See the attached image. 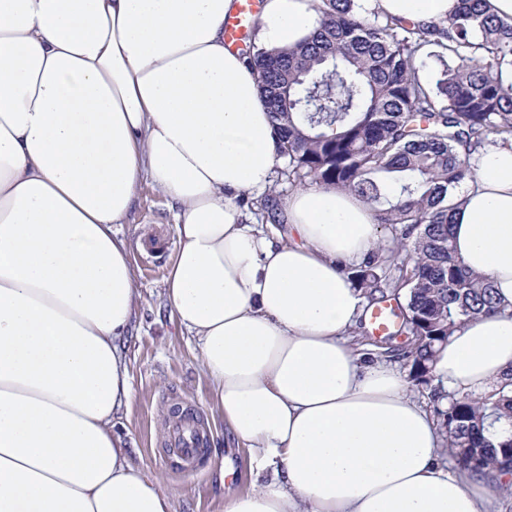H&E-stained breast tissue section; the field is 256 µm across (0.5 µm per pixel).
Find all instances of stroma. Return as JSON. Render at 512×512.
Returning <instances> with one entry per match:
<instances>
[{"label":"stroma","instance_id":"stroma-1","mask_svg":"<svg viewBox=\"0 0 512 512\" xmlns=\"http://www.w3.org/2000/svg\"><path fill=\"white\" fill-rule=\"evenodd\" d=\"M119 231L132 245L131 261L140 296L133 331L125 342L133 399L113 418L114 430L130 450L133 463L160 474L173 498L174 512H222V488L248 487L246 449L224 445V425L192 336L170 317L164 277L176 237L172 209L150 182H143L136 204ZM194 419L208 447L191 462L166 451L176 414ZM221 448L233 476L217 482L214 448Z\"/></svg>","mask_w":512,"mask_h":512}]
</instances>
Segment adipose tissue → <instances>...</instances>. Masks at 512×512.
Masks as SVG:
<instances>
[{"label":"adipose tissue","instance_id":"ef3b65f1","mask_svg":"<svg viewBox=\"0 0 512 512\" xmlns=\"http://www.w3.org/2000/svg\"><path fill=\"white\" fill-rule=\"evenodd\" d=\"M321 0H264L266 50L319 27ZM444 25L458 0H358ZM237 0H0V512H172L112 417L133 398L123 340L139 288L117 230L143 180L172 203L170 314L250 456L223 512H499L512 474L451 461L395 362L355 350L367 300L344 269L376 251L368 204L336 188L279 201L272 237L240 193L280 162L257 75L224 42ZM453 247L500 310L439 352L442 391L512 377V141L474 152Z\"/></svg>","mask_w":512,"mask_h":512}]
</instances>
